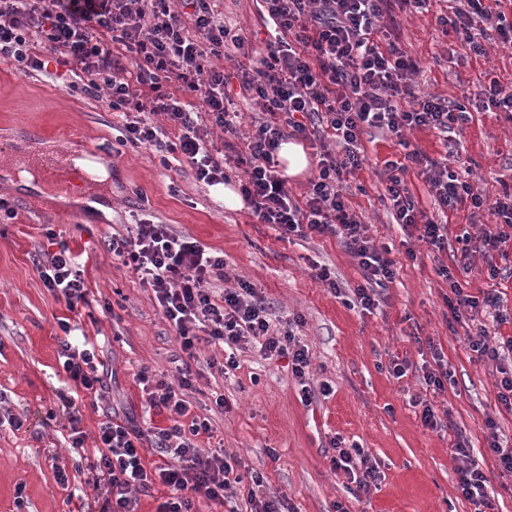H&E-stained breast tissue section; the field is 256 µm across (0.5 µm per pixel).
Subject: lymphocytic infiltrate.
Here are the masks:
<instances>
[{"mask_svg":"<svg viewBox=\"0 0 512 512\" xmlns=\"http://www.w3.org/2000/svg\"><path fill=\"white\" fill-rule=\"evenodd\" d=\"M171 2L0 0V59L23 74L47 71L52 63L64 66L62 90L105 98L121 118L118 144L151 150L164 169L185 162L197 182L215 186L227 181L229 163L242 166L239 191L257 223L275 225L286 236L336 237L354 258L364 283L354 289L352 303L361 310L377 308L380 289L398 274L388 248L373 244L346 198L348 181L364 161V128L395 137L405 151L403 160L385 164L384 198L406 232L440 250L448 242L447 225L420 209L406 185L404 176L413 168L441 212L469 205L488 214L492 227L481 237L483 251L504 256L512 250V184L488 196L462 180L447 159L432 158L407 139L413 130L442 136L464 131L471 116L465 104L416 88L417 62L404 49L395 25L398 15L431 13L443 36L481 57L489 39L512 45V19L504 12L485 0H459L440 11L433 10L434 0H256L260 18L275 35L265 43L261 66L236 72L241 93L262 112L252 135L243 137L229 110L228 79L216 61L228 50L252 54L249 38L225 25L213 0H183L179 11ZM203 116L227 138L243 137V149L232 156L211 150L200 132ZM290 138L305 141L316 160V172L298 198L278 170L277 150ZM47 239L48 248L38 252L40 279L71 314L81 313L89 290L79 258L56 232ZM105 247L152 290L187 359L171 375L146 366L135 375L151 407L166 413V427L146 430L134 418L106 416L88 455L82 409L85 399L102 397L108 370L102 350L90 341L73 344L69 319H60L58 364L68 388L61 398L68 441L104 500L103 512H139L140 495L157 484L170 494L156 512H194L196 499L225 503L227 492L242 483L248 486L251 512H288L284 500L260 496L262 476L243 478L240 459L220 448H199V437L213 430L208 419L191 413L184 393L194 386L189 360L205 337L225 346L223 359L210 361L224 373L238 368L235 351L248 343L265 356L288 357L293 375L303 382V400H311L313 390L304 383L309 352L297 339L294 322H274L265 298L244 280L214 296L207 283L226 280L223 257L168 225L140 220L125 233L107 237ZM470 266L465 246L453 266H440L437 274L449 285L446 303L452 319L464 311L477 317L468 347L494 365L497 400L512 412V336L489 341L490 324L508 316L499 291L479 298L465 293L460 277ZM448 443L464 462L458 492L474 512H486L489 479L473 459L468 440L456 433ZM332 446L333 469L355 483L357 493H369L379 479L370 455L338 439ZM151 450L163 461L148 469L144 455Z\"/></svg>","mask_w":512,"mask_h":512,"instance_id":"1","label":"lymphocytic infiltrate"}]
</instances>
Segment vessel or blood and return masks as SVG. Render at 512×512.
<instances>
[{
	"label": "vessel or blood",
	"mask_w": 512,
	"mask_h": 512,
	"mask_svg": "<svg viewBox=\"0 0 512 512\" xmlns=\"http://www.w3.org/2000/svg\"><path fill=\"white\" fill-rule=\"evenodd\" d=\"M18 157L44 181L57 187H67L76 179L87 194L96 195L101 191L102 184L94 171L83 172L78 169L76 152L69 141L50 140L41 149L22 154L13 140L0 137V163Z\"/></svg>",
	"instance_id": "b4317fda"
}]
</instances>
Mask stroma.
<instances>
[{"mask_svg": "<svg viewBox=\"0 0 512 512\" xmlns=\"http://www.w3.org/2000/svg\"><path fill=\"white\" fill-rule=\"evenodd\" d=\"M217 8L255 44L270 38L254 0H217ZM400 33L418 62L414 79L426 90L467 103L477 101L490 78L512 80V52L492 46L487 56L472 57L467 47L447 45L441 32L420 19L402 20ZM118 122L105 103L80 91H62L55 77L25 76L11 62L0 61V131L23 135L35 129L47 138L71 139L84 151H105L109 177L99 201L112 210L104 216L81 204L79 191L66 193L37 177L23 182L21 162L0 168V198L16 212L14 219L0 222V408L26 420L18 430L0 426V512H101L97 500L74 497V490L85 489L89 474L75 467L65 417L47 416L59 407L58 394L65 388L56 375L62 335L57 320L67 311L37 270L46 229L63 232L85 264L90 304L82 329L107 359L106 392L97 406L83 410L88 439H95L109 411L150 427L168 423L166 414L147 409L134 375L143 366L172 372L180 348L152 291L113 263L104 245L106 236L141 219L169 225L223 254L227 272L250 282L278 319L299 320L297 337L311 357L315 394L306 403L287 359L263 358L248 344L238 352V369L223 375L207 365L218 347L200 341L194 364L199 377L186 398L192 413L209 419L214 431L213 438H200L201 448L221 441L247 471L263 475L265 496L286 498L294 512H472L456 490L463 462L448 446L453 429L469 440L490 481L491 512H512V478L500 474L484 426L494 419L501 441L511 445L512 413L497 400L491 366L468 347L472 323H450L448 284L436 272L452 265L458 235L469 233L474 252L468 294L500 291L505 308L512 309V278L492 281L487 275L488 264L502 268L505 260L478 249L484 224L473 223L466 209L442 216L422 177L411 170L405 176L411 194L434 220H447L449 240L442 251L423 243L407 246L405 231L380 201L385 163L402 159L403 150L379 130L365 129L367 161L350 184L348 200L362 213L374 244L389 248L399 270L381 292L379 307L369 313L347 305L316 277L317 268L326 267L341 288L364 282L335 237L282 238L273 225L254 223L248 208L219 206L189 165L163 170L144 148L111 153ZM409 138L432 157L447 156L452 169L470 170L489 194L512 183V119L505 113H474L458 137L416 130ZM410 248L415 258L407 257ZM106 303L113 308L107 316L101 312ZM433 344L452 373L438 394L427 390L419 372ZM395 357L413 365L400 379L387 371ZM324 385L329 393H321ZM216 391L223 393L225 409L212 403ZM418 397L433 399L438 413L448 414L450 427L424 426L414 404ZM335 438L357 444L376 461L381 478L369 495L355 498L343 474L332 469ZM60 467L69 476L68 486L56 480Z\"/></svg>", "mask_w": 512, "mask_h": 512, "instance_id": "35a3bbf8", "label": "stroma"}]
</instances>
